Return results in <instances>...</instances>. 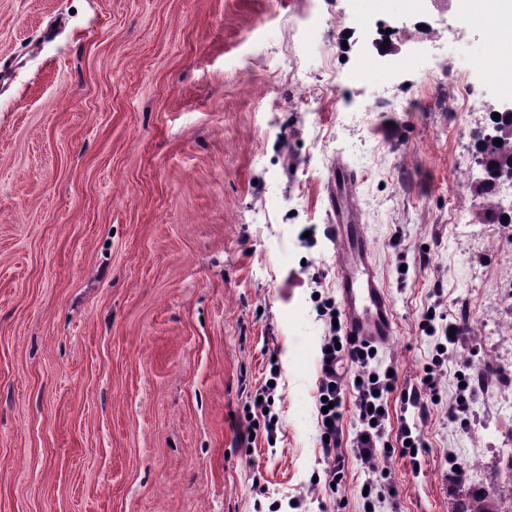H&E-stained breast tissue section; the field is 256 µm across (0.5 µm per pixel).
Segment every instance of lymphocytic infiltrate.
I'll list each match as a JSON object with an SVG mask.
<instances>
[{
	"instance_id": "obj_1",
	"label": "lymphocytic infiltrate",
	"mask_w": 512,
	"mask_h": 512,
	"mask_svg": "<svg viewBox=\"0 0 512 512\" xmlns=\"http://www.w3.org/2000/svg\"><path fill=\"white\" fill-rule=\"evenodd\" d=\"M320 315L328 317L331 327L328 336L324 337L320 364V377L317 385L318 397L326 398L331 406L328 412L320 414V431L326 441L322 445L323 453L330 462L327 473L328 483H341L345 472V459L337 453L338 424L343 416L345 403H352L357 418L358 427L353 439L355 457L369 475L386 477L387 470L383 463L392 455H410L413 448L419 447V438L414 437L411 429H404L402 437L404 446L393 451L388 447L385 438L388 399L391 393H399L403 404L419 409H427L428 393L434 390L437 380L435 371H427L421 377L418 385L396 390L395 377L384 372H375L370 362L373 353L361 352L353 341L341 335L336 326L341 313L332 300H325L319 306ZM350 361L357 368L358 383L346 386L336 375L337 359Z\"/></svg>"
}]
</instances>
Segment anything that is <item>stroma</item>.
Segmentation results:
<instances>
[{"label":"stroma","instance_id":"obj_1","mask_svg":"<svg viewBox=\"0 0 512 512\" xmlns=\"http://www.w3.org/2000/svg\"><path fill=\"white\" fill-rule=\"evenodd\" d=\"M498 50L429 0H0V512H365L353 409L332 488L316 401L338 159L393 307L373 367L418 383L426 316L459 326L427 417L390 398L422 445L377 512L503 485L512 229L474 221L466 182ZM275 366L276 433L241 440Z\"/></svg>","mask_w":512,"mask_h":512}]
</instances>
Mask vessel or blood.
Instances as JSON below:
<instances>
[{"label": "vessel or blood", "instance_id": "obj_1", "mask_svg": "<svg viewBox=\"0 0 512 512\" xmlns=\"http://www.w3.org/2000/svg\"><path fill=\"white\" fill-rule=\"evenodd\" d=\"M354 182L353 171L344 162H337L332 169L330 222L326 233L337 253L336 288L345 334L356 345L376 347L386 344L392 336L393 313L376 274L370 240L358 211Z\"/></svg>", "mask_w": 512, "mask_h": 512}]
</instances>
